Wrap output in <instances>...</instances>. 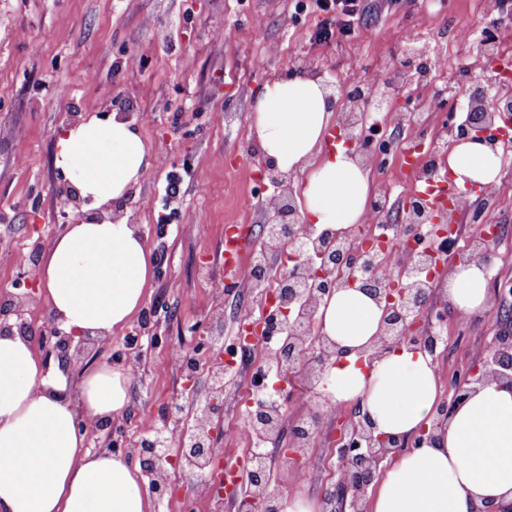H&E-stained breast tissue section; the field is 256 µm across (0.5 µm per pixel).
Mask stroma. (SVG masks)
<instances>
[{
	"label": "stroma",
	"mask_w": 512,
	"mask_h": 512,
	"mask_svg": "<svg viewBox=\"0 0 512 512\" xmlns=\"http://www.w3.org/2000/svg\"><path fill=\"white\" fill-rule=\"evenodd\" d=\"M352 34L326 43L311 35L323 14L299 0H0V308L12 303L25 260L43 263L63 222L59 190L64 180L54 163L59 131L83 118L107 117L115 105L130 115L149 149L150 165L120 201L123 218L138 225L152 254L154 275L139 311L110 339L90 338L69 367V381L100 365L128 374L129 402L107 425L87 433L90 450L110 439L136 447L163 424L166 407L186 393L204 399L205 379L187 390L172 350H193L212 326L233 348L237 312L260 309L250 282L230 291L215 259L228 224L259 235L271 196L257 174L260 150L251 113L267 83L299 72L319 74L336 100L351 87L395 74L408 41L424 46L437 68L425 82L394 87L424 107L422 137L432 150L445 147L442 130L455 112L430 109L444 87L456 88L465 107L474 82L491 85V65L478 62V32L492 21L486 0H365ZM475 36L461 38V26ZM181 176L180 193L165 199L169 174ZM498 200L488 220L501 225L493 274L512 282V160L490 188ZM37 355L56 366L46 338L52 313L35 292L25 308ZM502 326L497 304L469 321L448 318L439 331L445 343L435 359L444 397L453 372L469 369L490 350ZM136 357L111 362L113 353ZM251 371L230 368L224 379L223 445L243 454L249 439L238 425L248 410ZM350 407L322 417L305 468L274 456V486L285 497L322 501L336 480V440ZM176 495L153 512H214L215 504L189 473L174 476Z\"/></svg>",
	"instance_id": "stroma-1"
}]
</instances>
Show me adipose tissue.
Instances as JSON below:
<instances>
[{
	"label": "adipose tissue",
	"instance_id": "1",
	"mask_svg": "<svg viewBox=\"0 0 512 512\" xmlns=\"http://www.w3.org/2000/svg\"><path fill=\"white\" fill-rule=\"evenodd\" d=\"M334 107L313 76L266 84L252 126L264 155L303 172L302 216L316 228L365 221L369 171L344 144L324 152ZM55 165L93 209L123 199L147 169L148 150L122 116L90 117L58 134ZM448 165L459 186L497 183L503 152L454 144ZM152 260L138 225L81 221L56 238L37 279L61 328L110 337L140 307ZM490 269L456 264L446 297L457 316L489 306ZM382 306L368 291L343 288L319 309V328L340 350L319 388L333 404L359 403L376 432L409 437L434 427L432 444L402 453L384 472L369 512H512V387L492 381L440 420L432 357L403 345L359 362L381 327ZM129 379L103 365L77 387L46 369L30 337L0 335V512H151L147 488L126 458L85 447L78 421L103 422L128 402Z\"/></svg>",
	"mask_w": 512,
	"mask_h": 512
}]
</instances>
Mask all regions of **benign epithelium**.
Returning a JSON list of instances; mask_svg holds the SVG:
<instances>
[{
	"label": "benign epithelium",
	"mask_w": 512,
	"mask_h": 512,
	"mask_svg": "<svg viewBox=\"0 0 512 512\" xmlns=\"http://www.w3.org/2000/svg\"><path fill=\"white\" fill-rule=\"evenodd\" d=\"M380 100L374 92L365 93L349 100V111L343 113L339 127L345 142L354 149V155L363 164H368L377 154L372 145L368 124L371 108ZM512 113V92L502 89L491 92L483 85L472 87L468 98L467 122L452 128L454 141H479L497 148L499 141L496 127L504 116ZM263 179L274 188L269 206L274 217L267 221L269 233L265 236L260 254L263 257V274L252 278V288L264 304V314L259 322L261 336H288V348L277 349L276 353L266 352L257 376L251 378L254 386L263 385L269 379L267 364L276 360V377L288 381L295 377L297 365L305 366V379L312 384L310 413L296 422L289 433L287 447H282V417H274L273 407H283L291 400L293 391L284 385L275 390V406L267 405L268 390L260 389L248 409L252 422L253 456L269 458L272 453H283L300 464L310 459L308 450L316 438L320 418L332 409L331 399L318 389L324 372L333 356L338 354L336 342L319 331L317 314L325 300L341 288L356 285L367 289L376 299L385 302L383 327L375 341L368 359L382 357L402 344L414 345L434 356L437 353L439 334L434 331L430 317L438 321L448 318V307L436 311L431 306L429 279L424 271L435 269L437 262L452 248L447 225L443 221L456 212L455 203H448L446 214H437L419 199L406 202L405 212L416 217L406 225L399 238L412 241L403 248L404 262L396 275H380L375 267L376 255L368 249L342 251L340 244L357 237L356 227L344 230L324 229L317 243L308 246L310 235L301 232L302 215L292 183L294 176L278 169L275 163L264 160L261 163ZM63 206L72 211L81 208L83 199L72 185L60 189ZM293 245L292 265L279 277V288L275 292L265 287L267 267L285 241ZM494 251L491 245L478 239L462 261L476 262L492 267ZM30 292L17 296L12 307L0 311V332L28 334V327L22 320L23 308ZM53 335L57 343L53 346L56 359L70 364L82 352V341L53 323ZM489 381L506 382L512 385V331L497 334L494 347L475 371H469L457 378L453 384V395L449 402L439 409L443 418L456 407L463 405L477 386ZM207 397L199 409L198 432L189 443L179 448L159 449L151 436L141 438L134 458L149 478V490L160 502L176 494V487L167 477L170 468L182 465L189 457H200L217 452L224 437L220 427L224 408V387L216 386L215 377H206ZM434 440L433 433L421 431L412 443L404 439L375 432L370 419L353 411L343 427L338 441V479L333 490L323 500L322 512H362L361 504L368 489L379 476L380 464L390 455L404 447H421ZM247 483L240 488L239 495L232 502L235 512H285L283 497L272 487L269 471L262 465H255L246 472Z\"/></svg>",
	"instance_id": "1"
}]
</instances>
